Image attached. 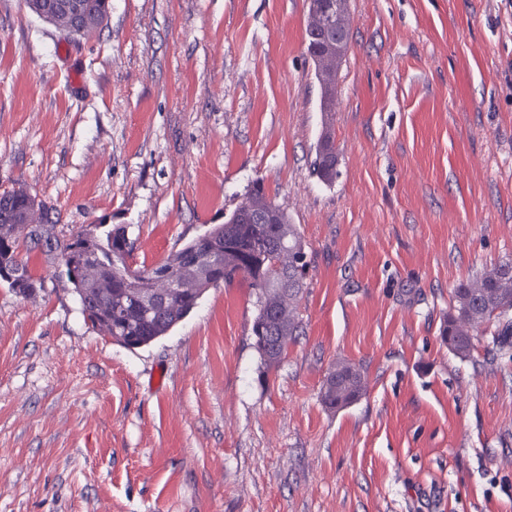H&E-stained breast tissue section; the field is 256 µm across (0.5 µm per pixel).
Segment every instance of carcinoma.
Here are the masks:
<instances>
[{
  "label": "carcinoma",
  "instance_id": "carcinoma-1",
  "mask_svg": "<svg viewBox=\"0 0 512 512\" xmlns=\"http://www.w3.org/2000/svg\"><path fill=\"white\" fill-rule=\"evenodd\" d=\"M85 16L82 36L91 37L100 30V18L105 15V0H78ZM307 52L314 64L315 77H320V64L327 54L336 55L341 64L349 45L347 0H308L305 28ZM337 154L331 129L324 128L315 149L313 168L320 179L331 182L336 178ZM251 201L247 209L240 206L227 221L211 228L162 261L141 270L156 274L192 271L197 261H208L204 287L216 288L237 278L250 282L256 290L257 313L252 323L253 346L261 363L271 369L285 357L288 340L299 335L301 320L299 304L310 265L306 244L297 225L290 223L286 212L274 204L262 186H254L246 195ZM38 207L42 214L50 215L49 208L24 187L0 192V229L21 224L25 213ZM270 214L266 224H259L253 216ZM55 223L47 220L38 232L30 233L28 242L46 249L48 256L68 255L78 266L83 261V250L77 234L61 239L54 233ZM125 229L115 227L102 236H95L97 256L103 275L112 279V293L107 296L89 294L80 299L83 315L94 320L112 315V338L129 349L150 344L166 335L198 304L201 294L176 295L155 302L147 313L141 304V295L153 287L152 280H130L131 254L125 253ZM287 253L295 263L276 270L271 267L275 254ZM11 259L22 266L23 274L9 288L19 295L36 289V279L21 255L20 244H15ZM512 261H504L489 271L461 282L454 289L452 311L443 329L448 349L461 358L470 356L474 336L480 326L493 319H505L503 334L512 333ZM366 388L362 366L338 362L328 373L321 398L330 409L347 407L357 401Z\"/></svg>",
  "mask_w": 512,
  "mask_h": 512
}]
</instances>
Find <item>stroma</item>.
<instances>
[{"label":"stroma","instance_id":"stroma-1","mask_svg":"<svg viewBox=\"0 0 512 512\" xmlns=\"http://www.w3.org/2000/svg\"><path fill=\"white\" fill-rule=\"evenodd\" d=\"M307 4L112 0L85 40L0 0V191L150 266L258 181L314 259L267 369L248 282L129 349L31 251L41 288L0 282V512H512V343L441 339L459 282L512 260V0H348L328 114ZM339 361L366 390L334 410ZM337 154L331 129L325 127L317 141L313 168L320 179L332 182L336 178ZM365 388V372L362 366L338 362L323 384L322 402L330 409L347 407L362 396Z\"/></svg>","mask_w":512,"mask_h":512}]
</instances>
